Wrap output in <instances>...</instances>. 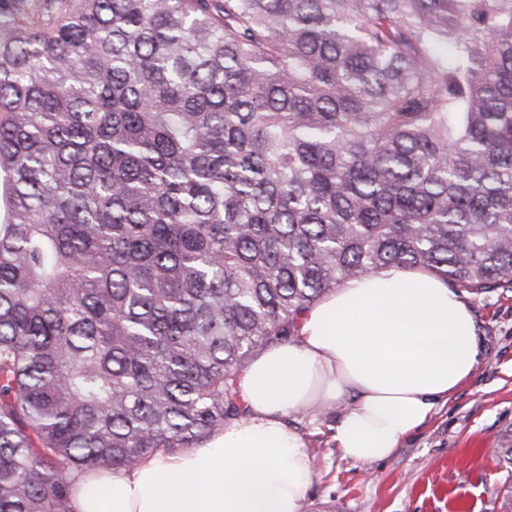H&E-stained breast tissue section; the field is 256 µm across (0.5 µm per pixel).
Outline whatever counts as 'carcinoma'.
Returning <instances> with one entry per match:
<instances>
[{
  "instance_id": "1",
  "label": "carcinoma",
  "mask_w": 512,
  "mask_h": 512,
  "mask_svg": "<svg viewBox=\"0 0 512 512\" xmlns=\"http://www.w3.org/2000/svg\"><path fill=\"white\" fill-rule=\"evenodd\" d=\"M0 512L244 414L389 267L512 287V0H0Z\"/></svg>"
}]
</instances>
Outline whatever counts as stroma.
<instances>
[{
	"mask_svg": "<svg viewBox=\"0 0 512 512\" xmlns=\"http://www.w3.org/2000/svg\"><path fill=\"white\" fill-rule=\"evenodd\" d=\"M483 344L474 375L390 458L356 463L331 439L337 413L294 415L314 477L302 512H505L512 474V288L466 292Z\"/></svg>",
	"mask_w": 512,
	"mask_h": 512,
	"instance_id": "obj_1",
	"label": "stroma"
}]
</instances>
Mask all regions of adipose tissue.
Listing matches in <instances>:
<instances>
[{
	"label": "adipose tissue",
	"instance_id": "1",
	"mask_svg": "<svg viewBox=\"0 0 512 512\" xmlns=\"http://www.w3.org/2000/svg\"><path fill=\"white\" fill-rule=\"evenodd\" d=\"M481 353L471 309L445 280L389 268L347 281L302 315L298 336L248 363L245 416L121 475H78L71 512H301L313 463L289 416L342 408L332 439L343 457L380 461L470 379Z\"/></svg>",
	"mask_w": 512,
	"mask_h": 512
}]
</instances>
